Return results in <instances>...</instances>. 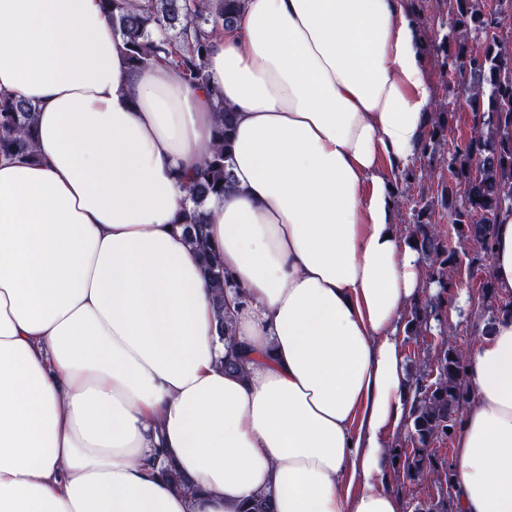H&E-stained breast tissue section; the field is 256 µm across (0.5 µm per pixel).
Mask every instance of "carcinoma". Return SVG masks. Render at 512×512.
Listing matches in <instances>:
<instances>
[{
  "label": "carcinoma",
  "instance_id": "carcinoma-1",
  "mask_svg": "<svg viewBox=\"0 0 512 512\" xmlns=\"http://www.w3.org/2000/svg\"><path fill=\"white\" fill-rule=\"evenodd\" d=\"M115 32L127 45L134 67L162 61L179 68L190 85L210 80L207 61L213 41L234 27L245 0H101ZM452 25L438 41L424 42L425 51L440 59L443 71L462 79V96L470 112L473 135L445 150L454 132L456 113L448 103L434 101L430 123L419 153L431 167L448 170L437 197L420 192L411 209L410 237L425 265L427 278L438 292L411 309L412 330H429L432 319L442 322L441 295L458 270L460 255L488 253L497 213L512 208V0H449ZM215 104L213 144L188 188L191 206L183 208L192 244L205 259L218 308H224L227 276L224 260L207 242L205 204L232 184L229 149L234 109L224 105L219 87L212 88ZM35 106L20 97L0 95V157L33 156ZM416 180L410 168L394 175V198ZM448 216V237L437 220ZM466 355L451 344L440 347L435 370L412 379L415 395L409 414L410 441L415 448L398 459L397 470L409 478L434 473L450 484L452 474L437 468L428 455L436 439L448 435L466 402Z\"/></svg>",
  "mask_w": 512,
  "mask_h": 512
}]
</instances>
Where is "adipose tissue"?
Wrapping results in <instances>:
<instances>
[{
  "label": "adipose tissue",
  "instance_id": "obj_1",
  "mask_svg": "<svg viewBox=\"0 0 512 512\" xmlns=\"http://www.w3.org/2000/svg\"><path fill=\"white\" fill-rule=\"evenodd\" d=\"M424 63L409 0H247L208 60L236 112L206 204L219 307L179 222L214 98L132 68L100 0H0V93L36 107L34 158H0V512H401L426 282L390 184L426 129ZM490 276L512 297L510 209ZM466 363L453 512H512L511 316Z\"/></svg>",
  "mask_w": 512,
  "mask_h": 512
}]
</instances>
